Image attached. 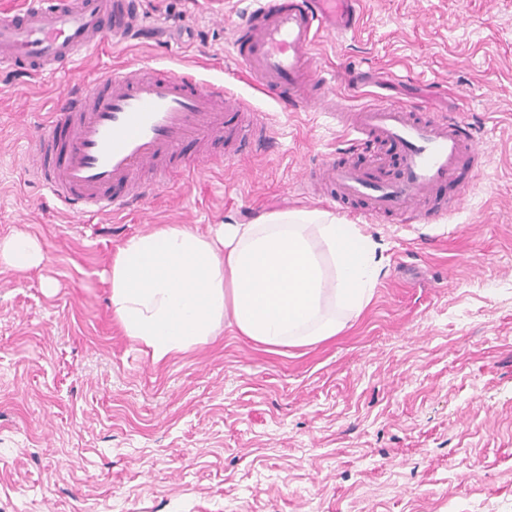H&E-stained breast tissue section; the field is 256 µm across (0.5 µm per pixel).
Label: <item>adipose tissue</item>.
I'll return each mask as SVG.
<instances>
[{"label": "adipose tissue", "mask_w": 512, "mask_h": 512, "mask_svg": "<svg viewBox=\"0 0 512 512\" xmlns=\"http://www.w3.org/2000/svg\"><path fill=\"white\" fill-rule=\"evenodd\" d=\"M377 245L325 212L270 213L207 235L163 224L128 238L108 273L112 317L152 362L190 351L223 325L269 347L304 346L341 332L369 303ZM38 241H0V262L40 266Z\"/></svg>", "instance_id": "1"}]
</instances>
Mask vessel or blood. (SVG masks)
I'll return each instance as SVG.
<instances>
[{"mask_svg": "<svg viewBox=\"0 0 512 512\" xmlns=\"http://www.w3.org/2000/svg\"><path fill=\"white\" fill-rule=\"evenodd\" d=\"M250 2L232 54L254 88L282 91V104L293 111L329 106L330 118L349 134L347 150L370 143L399 150L398 174L326 157L302 174L301 188L331 185L337 201H364L370 218L397 214L420 224L454 212L456 201H425L462 167L477 172L488 160L456 113H418L381 97L357 110L328 102L336 75L318 66L315 45L323 35L352 32L361 0ZM146 21L142 0H24L18 13L0 18V69L50 76L108 40L146 31ZM211 136L224 139L228 159L243 147L261 152L273 143L268 123L223 85L180 69L107 67L93 91L76 81L59 93L30 169L74 214L116 215L189 172L183 144Z\"/></svg>", "mask_w": 512, "mask_h": 512, "instance_id": "b4317fda", "label": "vessel or blood"}]
</instances>
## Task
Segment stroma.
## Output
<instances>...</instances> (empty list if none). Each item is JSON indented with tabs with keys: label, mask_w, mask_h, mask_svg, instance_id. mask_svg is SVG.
<instances>
[{
	"label": "stroma",
	"mask_w": 512,
	"mask_h": 512,
	"mask_svg": "<svg viewBox=\"0 0 512 512\" xmlns=\"http://www.w3.org/2000/svg\"><path fill=\"white\" fill-rule=\"evenodd\" d=\"M247 0H146L164 29L105 42L53 78L0 72V241L45 254L0 264V512H512V0H363L358 29L323 36L319 64L423 111L451 110L488 149L439 194L450 217H361L382 272L329 340L276 352L223 326L155 363L112 319L107 272L159 224L208 233L283 211L324 210L303 167L339 154L319 111L249 87L231 52ZM191 67L270 125L276 148L200 163L143 208L93 221L29 173L39 125L73 77L103 66ZM45 256L38 241L26 233H16L0 242V262L16 270L40 266Z\"/></svg>",
	"instance_id": "35a3bbf8"
}]
</instances>
